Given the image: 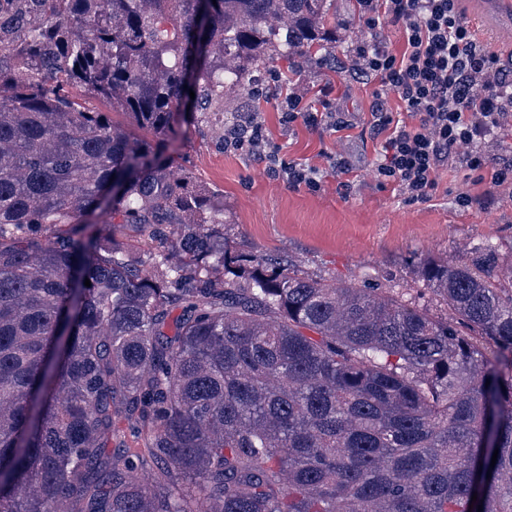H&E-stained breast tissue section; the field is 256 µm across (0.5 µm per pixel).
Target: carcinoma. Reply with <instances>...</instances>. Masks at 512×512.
Returning <instances> with one entry per match:
<instances>
[{
  "mask_svg": "<svg viewBox=\"0 0 512 512\" xmlns=\"http://www.w3.org/2000/svg\"><path fill=\"white\" fill-rule=\"evenodd\" d=\"M335 28L336 0H0V512H512V265L426 261L439 318L232 249L165 156ZM121 420L141 446L108 452Z\"/></svg>",
  "mask_w": 512,
  "mask_h": 512,
  "instance_id": "cac0c4a2",
  "label": "carcinoma"
}]
</instances>
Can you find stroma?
Masks as SVG:
<instances>
[{
  "label": "stroma",
  "mask_w": 512,
  "mask_h": 512,
  "mask_svg": "<svg viewBox=\"0 0 512 512\" xmlns=\"http://www.w3.org/2000/svg\"><path fill=\"white\" fill-rule=\"evenodd\" d=\"M486 2L461 0L464 17L481 40L510 61L512 44L495 36L497 18ZM398 37L393 25L368 30L358 0H336V42L331 47L335 69L319 67L313 59L296 64L277 60L257 72L259 90L274 69L295 71L312 91L333 81L339 88L337 111L355 116V127L338 133L300 122L287 129L279 121L276 97H269L263 107L269 136L285 158L322 170L319 190L286 186L254 161L218 148L222 123L212 113L199 127L171 140L166 153L174 170H187L223 202L224 233L232 247L260 258L292 261L304 273L331 282L401 292L444 317L448 309L419 279V266L430 258L463 261L472 248L486 244L497 247L503 263H511L512 197H502L490 210L478 203L459 207L460 192L478 196L488 184L477 172L454 167L441 170L437 190L424 202L406 201L392 187L379 185V143L368 123L372 88L352 79L347 68L354 39L393 43ZM341 157L350 163L351 173L335 169L334 161ZM344 181L352 184L350 194L340 188Z\"/></svg>",
  "instance_id": "1"
}]
</instances>
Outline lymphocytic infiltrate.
Instances as JSON below:
<instances>
[{
    "mask_svg": "<svg viewBox=\"0 0 512 512\" xmlns=\"http://www.w3.org/2000/svg\"><path fill=\"white\" fill-rule=\"evenodd\" d=\"M460 0H361L368 29L398 27L401 51L382 42L357 45L350 69L367 78L372 91L370 127L379 141L376 177L406 200H428L438 172L456 163L487 175L486 205L512 187V164L491 162L483 150L487 136L512 129V69L480 41L465 21ZM280 121L332 132L352 123L332 110L334 83L315 97L287 80L276 83ZM398 109H391L390 100ZM227 151L256 158L267 174L286 185L320 186L318 167L290 162L269 139L259 112H244L224 128Z\"/></svg>",
    "mask_w": 512,
    "mask_h": 512,
    "instance_id": "obj_1",
    "label": "lymphocytic infiltrate"
}]
</instances>
